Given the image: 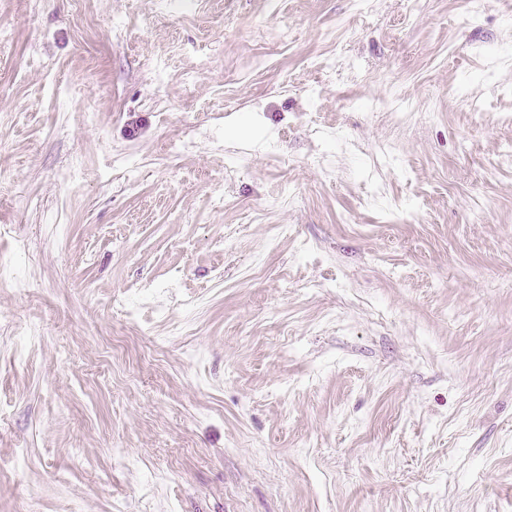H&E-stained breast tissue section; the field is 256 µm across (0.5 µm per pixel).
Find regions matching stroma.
<instances>
[{
  "mask_svg": "<svg viewBox=\"0 0 512 512\" xmlns=\"http://www.w3.org/2000/svg\"><path fill=\"white\" fill-rule=\"evenodd\" d=\"M467 10L0 0V512H512V0Z\"/></svg>",
  "mask_w": 512,
  "mask_h": 512,
  "instance_id": "stroma-1",
  "label": "stroma"
}]
</instances>
